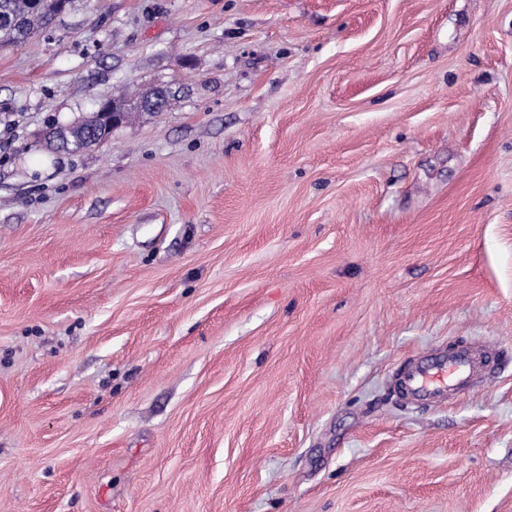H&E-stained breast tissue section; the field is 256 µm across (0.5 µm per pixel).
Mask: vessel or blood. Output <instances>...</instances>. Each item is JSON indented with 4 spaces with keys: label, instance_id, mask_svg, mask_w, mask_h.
Segmentation results:
<instances>
[{
    "label": "vessel or blood",
    "instance_id": "obj_1",
    "mask_svg": "<svg viewBox=\"0 0 512 512\" xmlns=\"http://www.w3.org/2000/svg\"><path fill=\"white\" fill-rule=\"evenodd\" d=\"M486 366L480 349L466 347L440 358L417 360L398 375L397 389L418 404L468 393Z\"/></svg>",
    "mask_w": 512,
    "mask_h": 512
}]
</instances>
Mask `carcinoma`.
I'll use <instances>...</instances> for the list:
<instances>
[{"instance_id":"carcinoma-1","label":"carcinoma","mask_w":512,"mask_h":512,"mask_svg":"<svg viewBox=\"0 0 512 512\" xmlns=\"http://www.w3.org/2000/svg\"><path fill=\"white\" fill-rule=\"evenodd\" d=\"M70 0H0V48L21 45L31 35L46 29L55 16L63 11L61 2ZM59 144L46 149L78 153L90 149L112 135L95 113L90 112L80 121L59 125L53 123Z\"/></svg>"}]
</instances>
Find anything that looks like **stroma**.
<instances>
[{
	"label": "stroma",
	"mask_w": 512,
	"mask_h": 512,
	"mask_svg": "<svg viewBox=\"0 0 512 512\" xmlns=\"http://www.w3.org/2000/svg\"><path fill=\"white\" fill-rule=\"evenodd\" d=\"M469 342L512 358V0H74L0 50V512H512V362L395 389ZM165 90L168 91L167 89L156 88L144 95L133 98L127 95H120L117 97L105 99V101H107L108 104L112 105L113 107L127 112L126 116L124 112L116 111L113 109V107L111 109L106 105L105 102H100L95 112H98V116L101 119L109 120V125H112V127L121 125L124 122V118L128 117L131 112L137 111L130 108V102L136 98H145L141 105L143 107H148L154 110L144 112H164L167 110V107L170 104V95L168 104L166 105L165 100L164 103L166 106L161 108H156L161 103L160 100L156 97H164L165 94L162 92ZM150 97L155 98L152 99ZM99 117H96L94 112H90L85 115L81 121L78 122L74 121L66 125L52 123L49 125V128L54 130V133L56 134V137L60 143L57 145L47 144L45 148L51 151L55 150L69 153H78L104 142L112 135L113 128L107 127ZM486 366L478 348L449 351L448 357L417 360L398 375L397 389L416 404L463 396L476 383Z\"/></svg>",
	"instance_id": "35a3bbf8"
}]
</instances>
